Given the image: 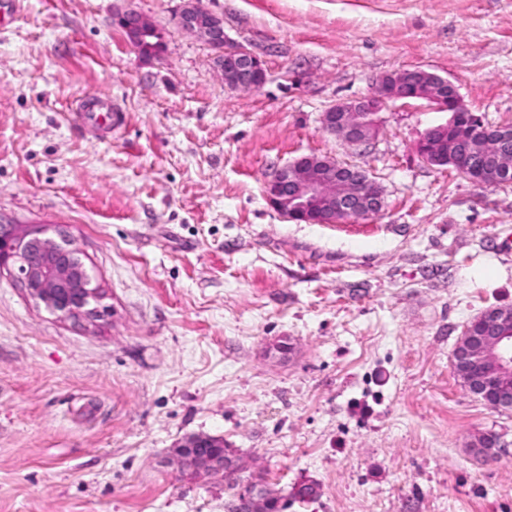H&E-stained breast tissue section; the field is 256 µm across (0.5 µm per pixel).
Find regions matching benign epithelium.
I'll return each mask as SVG.
<instances>
[{
  "label": "benign epithelium",
  "instance_id": "1",
  "mask_svg": "<svg viewBox=\"0 0 512 512\" xmlns=\"http://www.w3.org/2000/svg\"><path fill=\"white\" fill-rule=\"evenodd\" d=\"M180 28L214 51L217 70L231 89H257L266 81V70L256 55L242 48L224 47V21L201 6L200 0H184L177 17ZM132 46L142 57H156L159 43L152 40L156 26L134 10L118 17ZM424 100L448 112L446 122L427 132L419 144L421 155L433 163L449 161L468 169L470 180L484 184L483 171L474 166V143L483 128L462 102L458 87L448 79L422 68H410L380 76L373 93L340 102L322 115L323 128L351 146L369 143L377 132L376 115L387 102ZM496 148L497 170L512 177V128L490 132ZM328 156H300L278 169L266 183L269 205L283 218L296 223L337 224L377 212L382 205L377 185L365 171L340 172ZM16 278L26 295L44 305L61 320L94 326L104 316L100 302L106 291L86 266L81 251L62 227L36 224H0V271ZM451 365L470 394L495 410H512V309L492 308L464 330L452 354ZM474 454L487 456L502 448L499 436L485 431L469 444ZM174 462L191 475L233 473L243 469L239 458L224 449V438L198 434L175 448ZM288 499L254 478L242 486L231 512H285Z\"/></svg>",
  "mask_w": 512,
  "mask_h": 512
}]
</instances>
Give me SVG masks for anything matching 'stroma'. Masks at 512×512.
I'll return each mask as SVG.
<instances>
[{
	"label": "stroma",
	"instance_id": "stroma-1",
	"mask_svg": "<svg viewBox=\"0 0 512 512\" xmlns=\"http://www.w3.org/2000/svg\"><path fill=\"white\" fill-rule=\"evenodd\" d=\"M265 84L228 88L175 23L183 0H9L0 20V222L64 226L106 290L89 330L0 273V512H228L181 473L223 438L287 512H512V410L453 374L465 326L512 306V184L476 186L418 145L447 112L387 103L352 147L322 127L377 77L420 67L512 126V0H200ZM162 36L144 58L117 18ZM124 112L112 132L84 97ZM365 170L383 207L332 226L268 204L306 154ZM289 351H280V344ZM482 431L504 444L472 455ZM79 120L86 126L112 131V127L123 123L124 115L112 109V103L96 96L81 100L76 112Z\"/></svg>",
	"mask_w": 512,
	"mask_h": 512
}]
</instances>
